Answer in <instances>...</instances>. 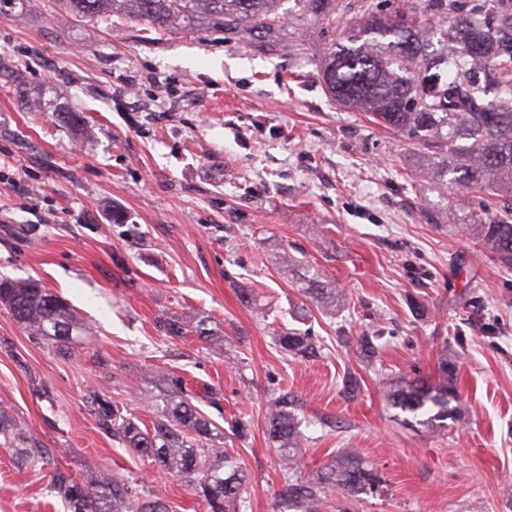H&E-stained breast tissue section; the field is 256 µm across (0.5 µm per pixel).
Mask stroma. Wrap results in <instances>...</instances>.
I'll list each match as a JSON object with an SVG mask.
<instances>
[{
    "instance_id": "35a3bbf8",
    "label": "stroma",
    "mask_w": 512,
    "mask_h": 512,
    "mask_svg": "<svg viewBox=\"0 0 512 512\" xmlns=\"http://www.w3.org/2000/svg\"><path fill=\"white\" fill-rule=\"evenodd\" d=\"M281 38L306 54L109 27L62 0L0 15V279H40L92 326L63 355L0 305V406L78 478L110 471L170 512L203 507L104 432L89 394L148 423L178 377L248 474L242 512H285L266 431L283 398L305 469L349 449L381 478L357 498L328 490L323 512H512V270L457 233L445 182L329 98L313 61L333 33ZM282 249L345 304L328 314L298 292ZM172 315L207 319L230 349L166 337L156 321ZM284 328L306 330L317 355L282 352ZM445 349L460 413L439 434L405 425L382 381L438 376ZM0 512H66L49 468L3 446Z\"/></svg>"
}]
</instances>
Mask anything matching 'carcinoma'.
Here are the masks:
<instances>
[{"mask_svg": "<svg viewBox=\"0 0 512 512\" xmlns=\"http://www.w3.org/2000/svg\"><path fill=\"white\" fill-rule=\"evenodd\" d=\"M294 0L279 11L281 0H65L81 19L107 25L122 17L161 34L171 29L192 33L221 30L249 41L262 52L301 51L278 43L287 26L311 21L341 29L315 64L317 76L336 105L363 112L371 122L400 136L428 160L420 172L449 180L457 189L451 206L465 207V197L483 193L512 200V0ZM491 205L469 209L460 230L476 239L482 251L504 269H512V206L497 216ZM298 291L325 308L346 300L345 292L304 274ZM0 304L27 335L57 344L60 352L89 333L88 324L70 304L38 279H0ZM159 328L170 337L191 332L212 340L206 320L165 317ZM278 346L298 357L316 354L307 333L284 329ZM454 354L440 363L438 380L405 379L386 384L390 406L415 424L444 431L458 412L452 367ZM183 389L155 413L152 426L123 414L111 402L90 397L101 427L161 471L192 486L205 512H240L245 485L243 467L219 447L224 429L210 421ZM17 423L0 408L3 446L14 439ZM267 431L279 449L284 472L281 500L321 512L330 488L347 496L379 488L375 469L352 451L304 477H296L306 436L302 421L277 401L269 407ZM27 463L52 466L51 492L70 512H169L158 496H141L122 479L98 473L88 482L67 468L51 465L52 454L33 434L26 437Z\"/></svg>", "mask_w": 512, "mask_h": 512, "instance_id": "obj_1", "label": "carcinoma"}]
</instances>
